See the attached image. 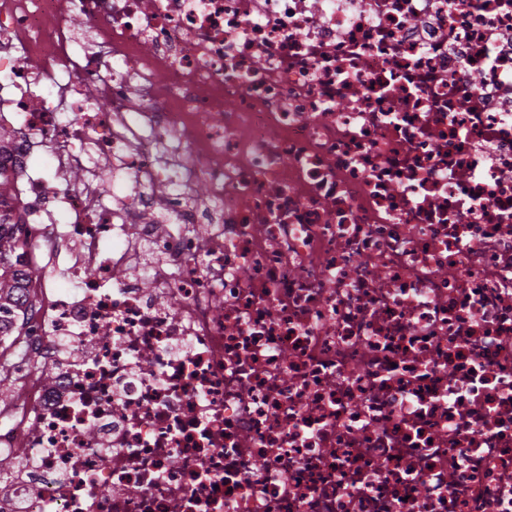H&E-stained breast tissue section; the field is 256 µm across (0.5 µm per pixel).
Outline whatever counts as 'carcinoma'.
<instances>
[{
	"mask_svg": "<svg viewBox=\"0 0 512 512\" xmlns=\"http://www.w3.org/2000/svg\"><path fill=\"white\" fill-rule=\"evenodd\" d=\"M21 225L9 223V215H0V336L8 334L13 320L21 317V292L29 272L23 255Z\"/></svg>",
	"mask_w": 512,
	"mask_h": 512,
	"instance_id": "cac0c4a2",
	"label": "carcinoma"
}]
</instances>
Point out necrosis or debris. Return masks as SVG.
I'll list each match as a JSON object with an SVG mask.
<instances>
[{
    "label": "necrosis or debris",
    "mask_w": 512,
    "mask_h": 512,
    "mask_svg": "<svg viewBox=\"0 0 512 512\" xmlns=\"http://www.w3.org/2000/svg\"><path fill=\"white\" fill-rule=\"evenodd\" d=\"M0 127V512H512V0H0ZM9 215H0V336H9L13 320L3 319L4 314L18 320L25 319L26 310L21 312V292L29 276L28 270L18 268L25 266L23 239L20 237V224L9 223ZM24 350L22 344L10 346V342H6L0 345V365L10 370L9 380L5 383L12 385L14 390V398L10 401L19 396L26 379L40 363L38 356L29 352L30 360L21 363V353Z\"/></svg>",
    "instance_id": "1"
}]
</instances>
